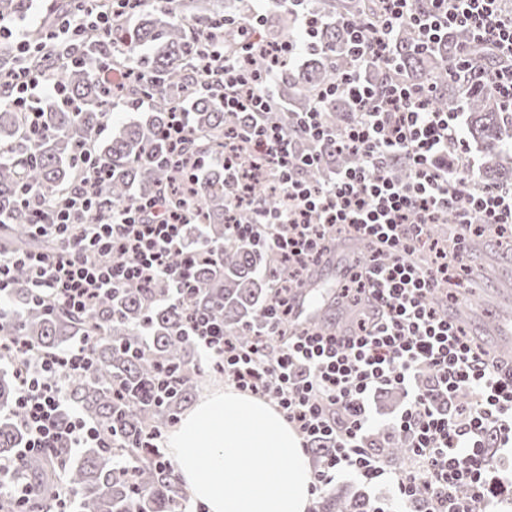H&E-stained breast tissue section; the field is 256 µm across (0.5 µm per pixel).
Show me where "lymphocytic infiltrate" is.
Returning <instances> with one entry per match:
<instances>
[{
	"instance_id": "1",
	"label": "lymphocytic infiltrate",
	"mask_w": 512,
	"mask_h": 512,
	"mask_svg": "<svg viewBox=\"0 0 512 512\" xmlns=\"http://www.w3.org/2000/svg\"><path fill=\"white\" fill-rule=\"evenodd\" d=\"M499 2L427 0L420 11L412 0H381L374 18L349 27L350 69L333 92L318 95L322 101L332 93L347 99L351 113L334 127L323 112L296 113V126L314 146L302 157L295 155L290 135L265 124L263 115L277 103L274 86L283 57L314 44L321 22L314 0H278L297 25L290 41L258 39V11L231 21L243 37L239 54H226L213 32L200 38L205 71L223 72L225 111L250 115L247 126L224 143V175L235 184L225 203L226 237L280 255L292 280L323 258L333 233L385 245L352 267L341 288L370 304L357 326L343 334L309 330L289 337L278 344L275 362H268L262 339L279 335L281 309L292 304V296L272 300L265 320L249 330L257 338L250 345L225 336L212 318L197 315L186 322L185 334L201 355L220 357L237 388L272 400L299 431L305 452H312L314 441L329 444L314 489L341 473L372 481L387 472L370 450L376 422L369 400L395 389L401 407L386 435L410 450L407 465L392 473L400 501L412 503L413 512H492L504 497V483L493 472L512 447V373L494 368L434 298L463 282L472 235L489 229L512 239V186L474 187L457 114L431 107L423 88L397 84L377 94L366 75L370 62H392L391 47L402 28L412 29L423 51L449 29L464 27L473 41L509 59V66L494 71L490 88L511 98L512 17L501 14ZM108 24L107 14L80 8L62 15L51 37L67 59L82 63L81 32ZM0 87L11 91L28 128L37 124V98L64 93L50 72L24 66L1 73ZM333 150L356 155V163L337 167L320 184L301 177V168L325 161ZM398 161L409 168V180L393 175ZM104 176L103 167H95L52 206L23 198L33 211L35 235L52 238L56 247L0 252V301L10 297L18 268L27 273L34 301H53L76 313L118 288L161 281L178 294L191 286L185 268L209 250L206 242L189 243L185 228L192 209H174L155 196L86 222L97 208ZM263 184L279 193L278 208L267 209L258 197ZM243 208L252 215L246 224L235 218ZM174 254L183 255V266H171ZM87 353L82 343L39 357L22 345L0 349V361L16 366L21 386V455L97 443L96 429L68 402L58 378L61 369L82 367Z\"/></svg>"
}]
</instances>
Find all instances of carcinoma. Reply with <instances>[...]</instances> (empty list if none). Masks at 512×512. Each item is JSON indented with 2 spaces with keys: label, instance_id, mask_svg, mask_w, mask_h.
Returning a JSON list of instances; mask_svg holds the SVG:
<instances>
[{
  "label": "carcinoma",
  "instance_id": "carcinoma-1",
  "mask_svg": "<svg viewBox=\"0 0 512 512\" xmlns=\"http://www.w3.org/2000/svg\"><path fill=\"white\" fill-rule=\"evenodd\" d=\"M120 0H96V11L112 15V26L81 36L85 55L108 75L102 77L86 65H76L56 53L55 44L41 31L35 43L40 51L19 61L0 50V69L21 63L49 68L64 86L66 98L50 96L39 101V132L24 129L21 113L0 93V232L7 249L38 246L29 234L30 218L20 205L28 191L47 204L59 201L72 188L79 173L72 156L87 150L105 167L98 209L129 204L164 194L171 204L184 205L174 171L177 155L170 153L163 130L175 111L191 113L193 135L181 153L224 156V135L248 121L245 113L224 112V82L197 68L200 42L191 31L198 24L224 22V16L251 11L248 0L219 9L215 0H137L128 11ZM375 5L374 0H316L325 25L317 46L302 66L286 61L280 66L278 98L282 104L265 115L266 122L290 133L295 153L312 145L291 124L292 115L317 105V93L336 83L348 68V30L336 22L344 14L357 21ZM260 33L270 42L291 37L290 17L265 23ZM467 32L455 29L431 50H415V38L403 28L393 45L395 66L376 64L369 81L377 92L393 83L436 86L435 109L465 114L468 139L483 155L481 183L512 185V102L496 98L481 82L499 66L483 49L468 57L464 81L473 86L469 95L448 78V64L470 42ZM117 100L148 101L145 116L129 123L107 139L100 137L106 114ZM334 126L349 111L341 98L321 106ZM336 157L301 169L312 183L322 182ZM224 164L209 167L200 178L192 205L204 224L212 246L211 259L196 264L198 289L182 296L162 282L121 288L95 307L77 314L64 306L36 304L29 296L27 274L15 272L13 308L0 314V342L17 341L37 356L63 350L79 337L89 346L90 363L62 378L69 403L78 407L100 433L103 444L88 448L78 461L59 448L19 458L25 441L21 410L16 405L20 386L16 373H0V459L17 462L19 475L33 487L23 512H55L63 488L71 493L75 512H187L190 503L167 463L164 434L177 421L182 406L190 402L203 373L222 374L220 364H201L194 343L180 330L189 313L207 315L224 324V335L252 343L247 328L263 319L275 291L288 287V266L280 257L261 252L246 241L230 242L224 236ZM372 451L393 462L408 449L396 441L372 439ZM363 494H325L318 512H373Z\"/></svg>",
  "mask_w": 512,
  "mask_h": 512
}]
</instances>
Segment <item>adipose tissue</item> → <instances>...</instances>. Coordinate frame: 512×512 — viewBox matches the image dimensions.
Instances as JSON below:
<instances>
[{"instance_id": "ef3b65f1", "label": "adipose tissue", "mask_w": 512, "mask_h": 512, "mask_svg": "<svg viewBox=\"0 0 512 512\" xmlns=\"http://www.w3.org/2000/svg\"><path fill=\"white\" fill-rule=\"evenodd\" d=\"M175 474L208 512H308L312 462L268 402L233 388L201 398L169 440Z\"/></svg>"}]
</instances>
